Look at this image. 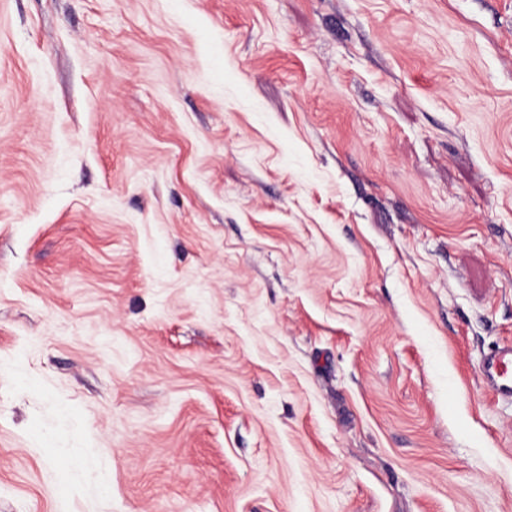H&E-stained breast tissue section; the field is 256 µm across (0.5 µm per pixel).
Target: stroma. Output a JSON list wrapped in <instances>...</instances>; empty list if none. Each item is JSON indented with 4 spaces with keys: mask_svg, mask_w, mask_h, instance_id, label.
<instances>
[{
    "mask_svg": "<svg viewBox=\"0 0 512 512\" xmlns=\"http://www.w3.org/2000/svg\"><path fill=\"white\" fill-rule=\"evenodd\" d=\"M512 0H0V512H512ZM481 372L493 393L512 401V347L498 348L483 357Z\"/></svg>",
    "mask_w": 512,
    "mask_h": 512,
    "instance_id": "1",
    "label": "stroma"
}]
</instances>
